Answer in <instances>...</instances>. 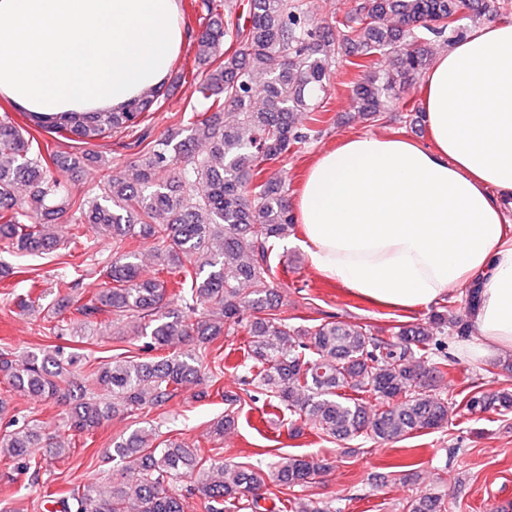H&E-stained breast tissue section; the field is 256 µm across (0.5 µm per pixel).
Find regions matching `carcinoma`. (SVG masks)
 Wrapping results in <instances>:
<instances>
[{
  "mask_svg": "<svg viewBox=\"0 0 512 512\" xmlns=\"http://www.w3.org/2000/svg\"><path fill=\"white\" fill-rule=\"evenodd\" d=\"M198 22L192 47L200 72L191 86L202 105L187 128L148 142L122 173L91 149L111 133H136L163 87L119 112L28 115L29 127L0 116V250L49 254L85 245L86 232L121 245L129 237L152 242L153 275L137 255L117 251L101 269L84 268L55 284L49 333L84 340L94 319L111 316L112 342L143 338L137 354L123 348L97 362L68 344L19 355L0 349V377L9 391L60 401L70 436L92 434L114 419L132 429L112 440L101 457L132 472L101 491L95 483L66 492L43 490L49 512H331L298 492L330 463L302 455L274 456L264 467L224 463L199 445L160 439L137 412L161 407L202 381L224 400V416L210 435L224 438L247 401L275 410L339 440L366 436L398 442L448 420V398L437 387L456 362L442 337L466 336L469 321L443 304L428 324H400L389 336L329 315L296 326L288 295L274 287L275 244L295 231L281 180L265 177L295 145L317 139L327 123L324 96L333 64L355 72L352 101L377 120L403 99L409 81L426 68L436 43L450 45L463 27L448 19L498 13L493 0H355L343 17L318 20L301 0H249L250 24L238 22L225 0H194ZM66 132L89 146L79 155L41 149L33 131ZM204 146L202 154L196 153ZM100 172L92 196L76 199L62 173ZM94 288L78 292L85 277ZM167 275L177 277L168 288ZM248 289H243V286ZM248 339L234 369L242 392L220 385L233 347L215 344L237 327ZM470 414L512 412V387L465 396ZM0 463L39 478L36 454L54 462L74 449L58 441L35 414L9 415L0 397ZM187 481L186 493L167 490ZM278 492L265 497L269 484ZM438 497L407 501L406 512H441Z\"/></svg>",
  "mask_w": 512,
  "mask_h": 512,
  "instance_id": "obj_1",
  "label": "carcinoma"
}]
</instances>
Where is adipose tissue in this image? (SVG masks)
Wrapping results in <instances>:
<instances>
[{"instance_id": "1", "label": "adipose tissue", "mask_w": 512, "mask_h": 512, "mask_svg": "<svg viewBox=\"0 0 512 512\" xmlns=\"http://www.w3.org/2000/svg\"><path fill=\"white\" fill-rule=\"evenodd\" d=\"M189 38L179 0H0V100L29 113L118 112L167 81ZM432 143L355 134L294 203L310 265L416 311L480 283L471 349L512 348V23L475 29L424 75Z\"/></svg>"}]
</instances>
